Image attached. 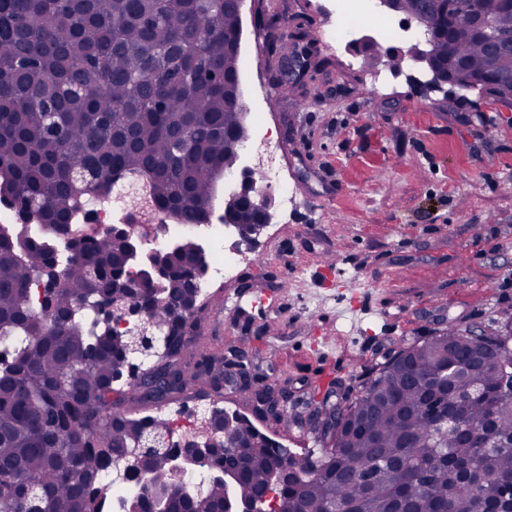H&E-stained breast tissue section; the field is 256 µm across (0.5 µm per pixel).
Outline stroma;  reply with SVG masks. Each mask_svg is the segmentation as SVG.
<instances>
[{
  "label": "stroma",
  "instance_id": "obj_1",
  "mask_svg": "<svg viewBox=\"0 0 512 512\" xmlns=\"http://www.w3.org/2000/svg\"><path fill=\"white\" fill-rule=\"evenodd\" d=\"M242 25L240 76L265 88L256 110L299 206L237 277L206 289L188 349L245 350L253 389L285 390L306 415L314 392L355 391L401 341L512 312V106L423 89L429 75L409 60L374 90L385 61L352 70L344 46L312 42L286 89L279 48L335 27L327 0H245ZM217 399L254 411L250 391L210 390L166 412L197 418Z\"/></svg>",
  "mask_w": 512,
  "mask_h": 512
}]
</instances>
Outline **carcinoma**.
Instances as JSON below:
<instances>
[{
  "label": "carcinoma",
  "mask_w": 512,
  "mask_h": 512,
  "mask_svg": "<svg viewBox=\"0 0 512 512\" xmlns=\"http://www.w3.org/2000/svg\"><path fill=\"white\" fill-rule=\"evenodd\" d=\"M512 34L508 0H458ZM241 18L224 0H0V202L22 227L0 233V512H224V498L274 502L272 512H512V314L484 330L448 323L401 346L336 406V434L307 428L318 452L288 462L283 444L245 416L214 405L177 432L165 406L220 389L224 353L185 360L186 334L203 304L186 280L201 265L197 242L161 250L165 278L132 287L122 229L94 224L116 180L149 182L127 207L206 217L216 175L234 168L244 130L237 101ZM425 44L460 90L483 75L512 77V48L496 57L466 21L429 26ZM209 78L185 93L179 75ZM166 80L162 106L154 83ZM185 131L202 137L181 149ZM233 223L260 217L231 200ZM140 305L135 325L163 347L128 348L112 308ZM448 408L473 443L431 447L430 407ZM210 433L201 488L184 495L176 464Z\"/></svg>",
  "instance_id": "1"
}]
</instances>
